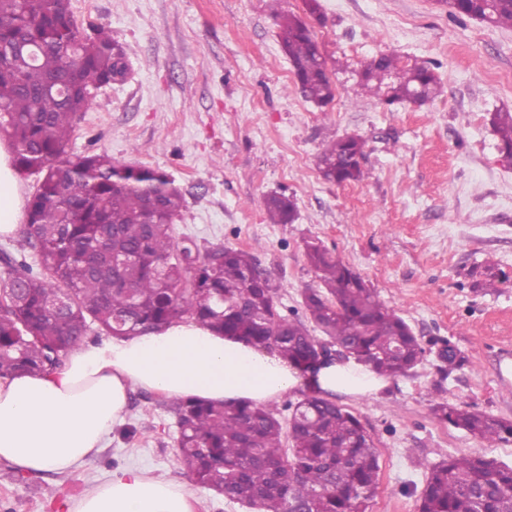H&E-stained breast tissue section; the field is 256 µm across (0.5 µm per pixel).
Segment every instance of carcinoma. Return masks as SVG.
<instances>
[{
    "label": "carcinoma",
    "instance_id": "1",
    "mask_svg": "<svg viewBox=\"0 0 512 512\" xmlns=\"http://www.w3.org/2000/svg\"><path fill=\"white\" fill-rule=\"evenodd\" d=\"M455 12L512 27V0H442ZM281 47L303 96L319 107L335 98L327 63L308 23L277 16ZM126 54L103 26L79 30L71 0H0V134L13 168L39 176L27 205L22 246L38 267L15 260L0 277V376L62 366L91 328L107 337L158 332L194 321L223 336L272 350L307 370L319 341L282 314L279 286L249 277L253 257L224 245L200 251L172 236L185 198L168 173L124 165L107 153L78 154L75 118L97 105L121 73ZM364 85L387 104L438 92L427 65L382 54L364 65ZM491 123L499 151L512 159V112ZM365 140L340 137L319 156L322 176L363 179ZM274 224H292L293 198L265 200ZM305 257L321 287L303 293L308 320L329 343L375 374L394 378L420 363L424 348L410 325L366 281L316 239ZM179 459L199 486L229 500L260 498L262 512H368L377 491L371 436L348 409L317 391L299 401L288 430L267 406L177 400ZM439 419L489 444L512 440V423L469 407L440 403ZM418 512H512V467L455 455L427 468Z\"/></svg>",
    "mask_w": 512,
    "mask_h": 512
}]
</instances>
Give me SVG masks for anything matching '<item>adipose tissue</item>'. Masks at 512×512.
<instances>
[{"label":"adipose tissue","mask_w":512,"mask_h":512,"mask_svg":"<svg viewBox=\"0 0 512 512\" xmlns=\"http://www.w3.org/2000/svg\"><path fill=\"white\" fill-rule=\"evenodd\" d=\"M21 200L9 158L0 149V236L18 230ZM313 384L328 393L376 394L386 380L361 365L315 367ZM300 383L278 354L188 321L161 332L103 339L74 349L62 370L0 377V461L32 474L81 472L124 418L140 388L166 399L228 406L265 405ZM185 483L131 467L86 487L67 512H198Z\"/></svg>","instance_id":"obj_1"}]
</instances>
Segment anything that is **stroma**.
Masks as SVG:
<instances>
[{"instance_id": "35a3bbf8", "label": "stroma", "mask_w": 512, "mask_h": 512, "mask_svg": "<svg viewBox=\"0 0 512 512\" xmlns=\"http://www.w3.org/2000/svg\"><path fill=\"white\" fill-rule=\"evenodd\" d=\"M312 35L334 101L301 95L275 14L303 0H71L79 26H109L130 74L79 115L75 150L169 173L185 196L175 241L250 253L282 285L280 309L304 315L319 281L306 239L356 270L412 327L420 364L377 395H335L371 436L379 484L369 512H418L429 466L482 456L512 466V441L488 445L440 420L435 403L512 422V166L490 115L512 110V29L454 18L436 0H318ZM392 54L434 67L437 96L388 105L366 92V61ZM365 142L361 181H326L331 141ZM293 197L297 219L271 223L265 199ZM466 359L448 367L437 352ZM171 403L136 389L125 418L81 477L30 474L0 462V512H67L84 486L137 466L187 481L176 459Z\"/></svg>"}]
</instances>
